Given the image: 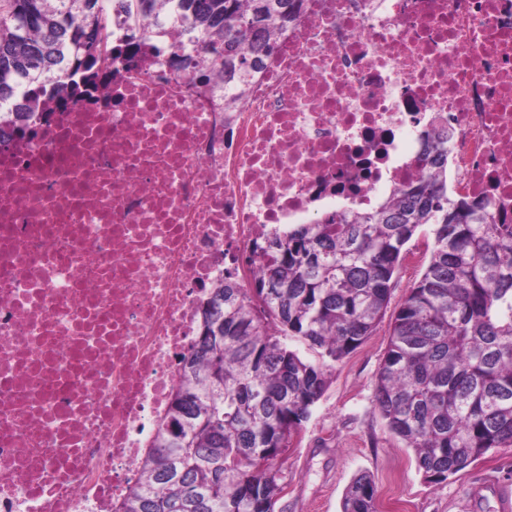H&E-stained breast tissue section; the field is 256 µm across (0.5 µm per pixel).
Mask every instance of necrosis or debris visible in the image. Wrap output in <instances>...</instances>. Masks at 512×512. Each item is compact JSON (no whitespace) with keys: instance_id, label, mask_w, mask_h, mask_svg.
Masks as SVG:
<instances>
[{"instance_id":"necrosis-or-debris-1","label":"necrosis or debris","mask_w":512,"mask_h":512,"mask_svg":"<svg viewBox=\"0 0 512 512\" xmlns=\"http://www.w3.org/2000/svg\"><path fill=\"white\" fill-rule=\"evenodd\" d=\"M63 71L31 134L0 105V512H112L263 232L418 178L448 120L455 187L512 223V0H303L245 95L178 39Z\"/></svg>"}]
</instances>
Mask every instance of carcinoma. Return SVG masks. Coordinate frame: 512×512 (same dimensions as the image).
Instances as JSON below:
<instances>
[{
    "instance_id": "carcinoma-1",
    "label": "carcinoma",
    "mask_w": 512,
    "mask_h": 512,
    "mask_svg": "<svg viewBox=\"0 0 512 512\" xmlns=\"http://www.w3.org/2000/svg\"><path fill=\"white\" fill-rule=\"evenodd\" d=\"M127 21L126 52L170 25L206 55L183 59L199 79L224 70L245 91L250 72L291 21L298 0H0V101L16 103V130L34 133L41 80L62 59L91 70L112 4ZM251 46L252 55L242 51ZM448 122L422 135L429 170L362 212L293 224L252 253L249 286L226 278L200 306L199 336L133 490L112 512H275L274 462L309 420L332 364L376 331L406 245L427 225L423 272L394 313L374 405L417 468L443 482L484 455L512 447V224L486 204L448 194ZM315 354L310 359L301 353ZM341 512H377L367 474Z\"/></svg>"
}]
</instances>
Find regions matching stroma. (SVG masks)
<instances>
[{"instance_id":"stroma-1","label":"stroma","mask_w":512,"mask_h":512,"mask_svg":"<svg viewBox=\"0 0 512 512\" xmlns=\"http://www.w3.org/2000/svg\"><path fill=\"white\" fill-rule=\"evenodd\" d=\"M388 323L341 362L289 448L275 462L284 491L276 512H341L352 478L369 473L378 512H467L476 483L512 479V448L490 452L434 483L418 471L413 449L393 437L374 407L376 376L387 349Z\"/></svg>"}]
</instances>
